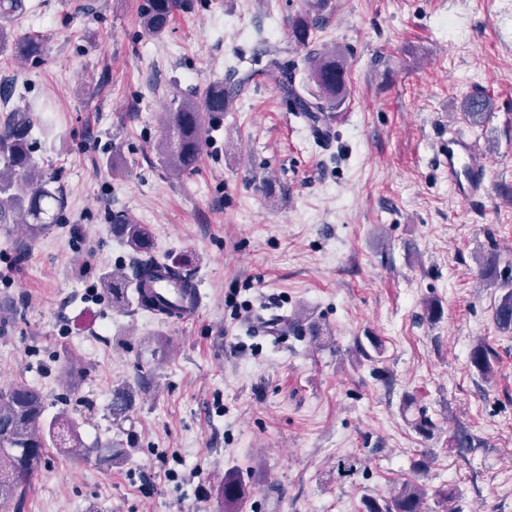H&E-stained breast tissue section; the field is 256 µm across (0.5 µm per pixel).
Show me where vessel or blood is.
I'll use <instances>...</instances> for the list:
<instances>
[{
    "label": "vessel or blood",
    "instance_id": "obj_1",
    "mask_svg": "<svg viewBox=\"0 0 512 512\" xmlns=\"http://www.w3.org/2000/svg\"><path fill=\"white\" fill-rule=\"evenodd\" d=\"M448 186L458 196L471 198L486 190V169L478 145L470 135L456 132L448 138Z\"/></svg>",
    "mask_w": 512,
    "mask_h": 512
}]
</instances>
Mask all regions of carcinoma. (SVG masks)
I'll list each match as a JSON object with an SVG mask.
<instances>
[{"label": "carcinoma", "mask_w": 512, "mask_h": 512, "mask_svg": "<svg viewBox=\"0 0 512 512\" xmlns=\"http://www.w3.org/2000/svg\"><path fill=\"white\" fill-rule=\"evenodd\" d=\"M177 0H145L140 14L146 34H163L172 19ZM26 10L25 0H0V55L9 50L24 60L39 59L45 54V40L34 36L9 40L4 22ZM319 0H307V8L293 19L290 34L293 41L309 48L305 57L308 80L313 87L302 94L295 87V63L268 55L264 68L277 74L280 88L291 100L294 111L306 119L313 134L328 135L333 113L347 94V69L340 53L331 49L311 47V34L317 24ZM229 99L224 84H211L198 102L184 94H174L168 112L164 115L165 134L157 145L162 163L176 172L192 170L198 160L201 145L211 121L228 107ZM493 102L486 95L475 92L464 102L463 119L473 125L485 123L491 116ZM32 119L23 111L11 110L0 117V230L13 224H24L30 237H36L57 222L65 207L63 190L56 186L55 173L39 167L33 157L30 133ZM116 230L134 252L146 255L134 268L139 279L135 290L137 305L160 316H172L178 307L161 302L151 291V283L167 276L184 281L185 296L191 297L192 285L184 280L185 271L176 261L162 258L156 263L151 255L153 245L148 227L122 219ZM500 259L490 253L479 263V275L498 284L504 290L494 302L493 322L500 331L512 330V271L499 269ZM105 290L112 301L121 304L126 299L125 277L103 278ZM382 341L376 336L357 342V354L367 361L381 353ZM494 352L490 345L480 341L471 350L469 363L481 376L493 373ZM136 392L126 386L112 391V414L121 416L133 407ZM46 396L37 387L23 381L0 388V505H6L29 482L34 472L46 462L50 447L88 457L95 449L88 447L75 426L62 412L51 420L44 418ZM404 411L412 413L411 427L420 435L433 434L436 425L428 408L409 395ZM457 448H478L481 441L468 430L460 428L452 436ZM249 491L238 473L228 471L220 485V496L228 512L247 498ZM427 490L417 483H405L389 498L367 496L362 499L361 512H426Z\"/></svg>", "instance_id": "carcinoma-1"}]
</instances>
